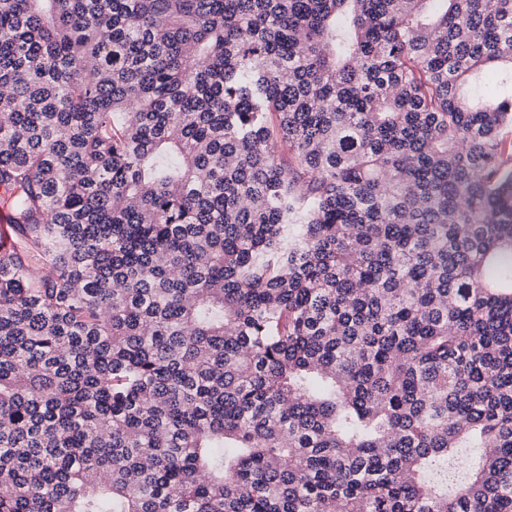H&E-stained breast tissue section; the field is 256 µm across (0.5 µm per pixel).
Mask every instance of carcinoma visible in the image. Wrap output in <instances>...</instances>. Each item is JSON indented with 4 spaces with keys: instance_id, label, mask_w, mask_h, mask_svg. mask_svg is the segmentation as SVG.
<instances>
[{
    "instance_id": "cac0c4a2",
    "label": "carcinoma",
    "mask_w": 512,
    "mask_h": 512,
    "mask_svg": "<svg viewBox=\"0 0 512 512\" xmlns=\"http://www.w3.org/2000/svg\"><path fill=\"white\" fill-rule=\"evenodd\" d=\"M507 130L512 0H0V512H512Z\"/></svg>"
}]
</instances>
